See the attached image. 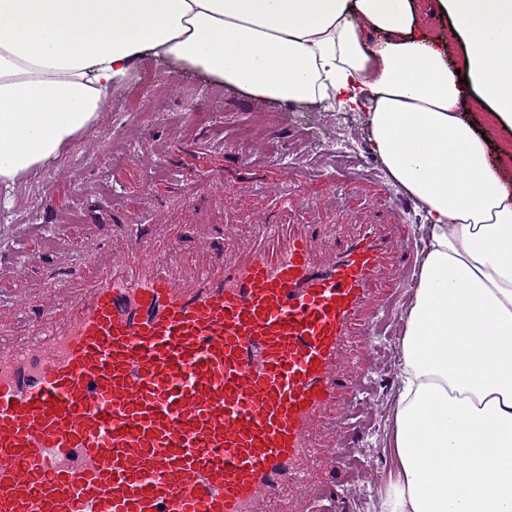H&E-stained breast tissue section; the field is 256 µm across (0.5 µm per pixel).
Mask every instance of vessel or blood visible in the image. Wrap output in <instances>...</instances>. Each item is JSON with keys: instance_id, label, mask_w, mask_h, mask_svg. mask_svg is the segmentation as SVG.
Masks as SVG:
<instances>
[{"instance_id": "b4317fda", "label": "vessel or blood", "mask_w": 512, "mask_h": 512, "mask_svg": "<svg viewBox=\"0 0 512 512\" xmlns=\"http://www.w3.org/2000/svg\"><path fill=\"white\" fill-rule=\"evenodd\" d=\"M246 255L199 225L197 259L132 226L70 300L20 291L28 335L0 337V512H276L331 501L316 465L354 476L336 420L367 404L353 329L375 336L394 249L380 225L260 224ZM332 423V444L314 430Z\"/></svg>"}]
</instances>
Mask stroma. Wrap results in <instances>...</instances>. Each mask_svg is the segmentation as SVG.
Here are the masks:
<instances>
[{
    "label": "stroma",
    "instance_id": "1",
    "mask_svg": "<svg viewBox=\"0 0 512 512\" xmlns=\"http://www.w3.org/2000/svg\"><path fill=\"white\" fill-rule=\"evenodd\" d=\"M436 0H416L420 32L461 64L462 53L449 18ZM165 111L141 116L106 104L97 123L77 136L34 176L0 185V317L13 309L17 291L58 289L67 279L91 275L93 252L111 247L127 224L159 225V237L181 236L194 224L245 225L278 220L285 224L321 222L358 231L379 223L404 203L408 212L389 231L397 244L425 242V212L390 184L384 165L370 175L357 161L332 168L321 156L342 135L359 144L363 158H375L358 111L307 107L284 109L250 100L226 89L207 95L208 84L183 75L167 80ZM250 125L253 136L237 142L234 129ZM260 151L252 166L238 154ZM297 181L304 205L281 212L274 192L282 174ZM401 337L353 336L351 351L363 362L381 354V372L370 398L372 416L362 423L359 482L318 468L315 483L336 492L338 512H382L389 484L388 443L393 428Z\"/></svg>",
    "mask_w": 512,
    "mask_h": 512
}]
</instances>
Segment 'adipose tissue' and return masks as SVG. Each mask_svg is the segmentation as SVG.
<instances>
[{"mask_svg":"<svg viewBox=\"0 0 512 512\" xmlns=\"http://www.w3.org/2000/svg\"><path fill=\"white\" fill-rule=\"evenodd\" d=\"M0 0V183L89 128L143 63L294 108L363 105L429 241L401 338L383 512H512V190L460 105L512 131V0ZM462 455L465 467L450 465ZM417 11L420 17V27L417 33L423 32L448 57L450 64L461 65L462 53L458 38L453 30L449 18L434 12L435 0H416Z\"/></svg>","mask_w":512,"mask_h":512,"instance_id":"obj_1","label":"adipose tissue"}]
</instances>
